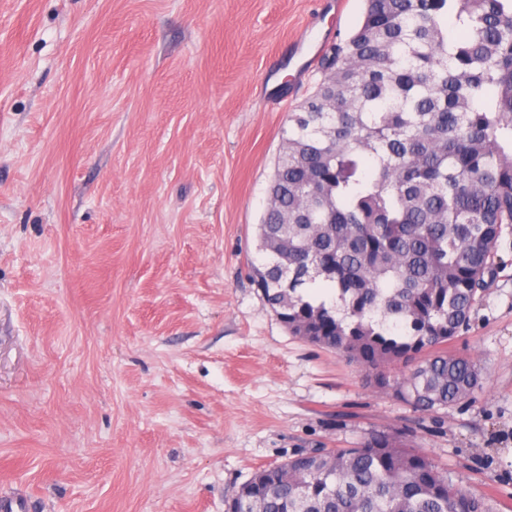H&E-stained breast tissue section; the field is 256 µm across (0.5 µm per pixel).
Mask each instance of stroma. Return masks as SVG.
Wrapping results in <instances>:
<instances>
[{
	"label": "stroma",
	"instance_id": "1",
	"mask_svg": "<svg viewBox=\"0 0 512 512\" xmlns=\"http://www.w3.org/2000/svg\"><path fill=\"white\" fill-rule=\"evenodd\" d=\"M0 0V497L24 512H224L260 467L404 433L512 512V232L450 351L442 416L288 334L247 261L319 69L364 0Z\"/></svg>",
	"mask_w": 512,
	"mask_h": 512
}]
</instances>
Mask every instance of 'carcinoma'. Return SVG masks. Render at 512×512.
I'll return each mask as SVG.
<instances>
[{
  "label": "carcinoma",
  "mask_w": 512,
  "mask_h": 512,
  "mask_svg": "<svg viewBox=\"0 0 512 512\" xmlns=\"http://www.w3.org/2000/svg\"><path fill=\"white\" fill-rule=\"evenodd\" d=\"M365 3L288 115L249 270L288 334L437 413L484 383L448 344L512 227V0ZM225 512L491 510L397 433L375 430L257 470Z\"/></svg>",
  "instance_id": "obj_1"
}]
</instances>
